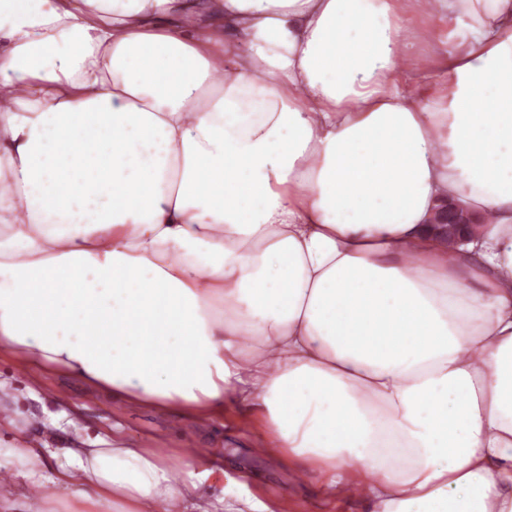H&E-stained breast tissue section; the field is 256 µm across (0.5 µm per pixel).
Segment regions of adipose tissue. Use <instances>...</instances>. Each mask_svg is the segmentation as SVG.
Wrapping results in <instances>:
<instances>
[{"label": "adipose tissue", "instance_id": "adipose-tissue-1", "mask_svg": "<svg viewBox=\"0 0 512 512\" xmlns=\"http://www.w3.org/2000/svg\"><path fill=\"white\" fill-rule=\"evenodd\" d=\"M1 353L257 407L367 512H512V0H0ZM63 456L71 512L224 506ZM479 218L477 214L462 205L450 202L442 214L440 222L436 224H442L444 231L455 239L459 237L461 231L466 228L467 225L477 224Z\"/></svg>", "mask_w": 512, "mask_h": 512}]
</instances>
